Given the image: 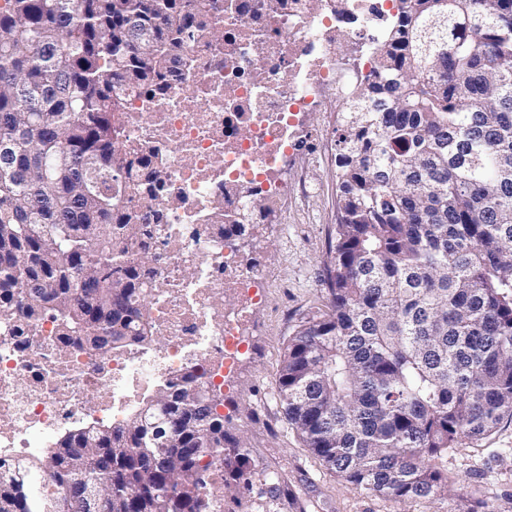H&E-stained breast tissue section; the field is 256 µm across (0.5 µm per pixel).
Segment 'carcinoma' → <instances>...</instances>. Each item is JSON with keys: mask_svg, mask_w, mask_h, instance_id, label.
<instances>
[{"mask_svg": "<svg viewBox=\"0 0 512 512\" xmlns=\"http://www.w3.org/2000/svg\"><path fill=\"white\" fill-rule=\"evenodd\" d=\"M224 0H0V319L51 315L107 354L150 341L141 278L165 207L125 143L124 89L224 40ZM149 37H143V34ZM325 310L278 369L288 424L328 471L393 500L448 498V450L512 421V0H399L371 69L339 100ZM170 378L124 421L90 419L0 471V512H260L296 496L231 418ZM264 486L270 501L251 499Z\"/></svg>", "mask_w": 512, "mask_h": 512, "instance_id": "obj_1", "label": "carcinoma"}]
</instances>
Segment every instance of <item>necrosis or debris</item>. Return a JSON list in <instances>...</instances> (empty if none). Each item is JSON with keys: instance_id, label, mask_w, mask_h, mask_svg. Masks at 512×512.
Segmentation results:
<instances>
[{"instance_id": "1", "label": "necrosis or debris", "mask_w": 512, "mask_h": 512, "mask_svg": "<svg viewBox=\"0 0 512 512\" xmlns=\"http://www.w3.org/2000/svg\"><path fill=\"white\" fill-rule=\"evenodd\" d=\"M224 39L190 47L185 65L142 111L128 95V138L153 161L167 199L151 220L143 268L149 320L162 342L111 354L63 346L51 318L0 325V461L37 459L54 433L97 418L122 422L155 383L194 367L220 389L246 351L245 326L272 284L243 266L218 224L266 223L313 187L319 153L305 130L369 70L373 31L397 0H235ZM261 199L262 209L252 207ZM223 202L215 210V202ZM230 297L231 305L218 304Z\"/></svg>"}]
</instances>
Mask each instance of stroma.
Masks as SVG:
<instances>
[{
  "label": "stroma",
  "instance_id": "obj_1",
  "mask_svg": "<svg viewBox=\"0 0 512 512\" xmlns=\"http://www.w3.org/2000/svg\"><path fill=\"white\" fill-rule=\"evenodd\" d=\"M335 165L315 167L314 194L287 221L263 225L242 254L244 263L269 267L277 278L264 307L247 324V355L225 386L223 413L233 415L256 462L275 470L304 512H512V422L488 438L448 452L447 500L393 503L356 490L326 470L304 447L280 412L277 373L285 342L327 296L328 246L336 224Z\"/></svg>",
  "mask_w": 512,
  "mask_h": 512
}]
</instances>
